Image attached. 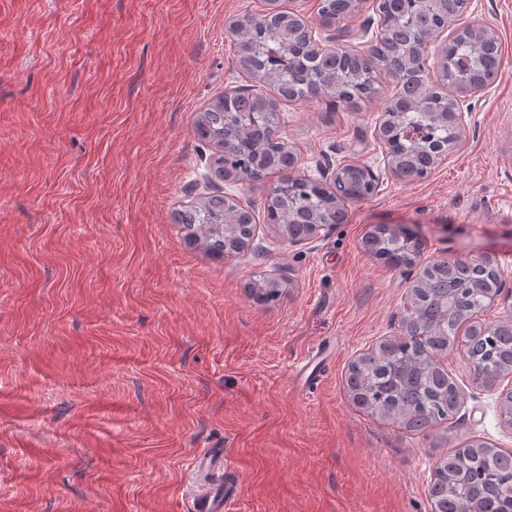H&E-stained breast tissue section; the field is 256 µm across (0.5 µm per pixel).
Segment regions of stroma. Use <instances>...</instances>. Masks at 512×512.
Returning <instances> with one entry per match:
<instances>
[{"instance_id":"35a3bbf8","label":"stroma","mask_w":512,"mask_h":512,"mask_svg":"<svg viewBox=\"0 0 512 512\" xmlns=\"http://www.w3.org/2000/svg\"><path fill=\"white\" fill-rule=\"evenodd\" d=\"M284 9L355 50L379 17L358 0L320 26L319 0ZM265 0H0V512H187L193 458L224 451V512H432L441 457L473 442L512 450L508 385L477 380L457 335L442 364L462 399L409 431L357 409L349 364L400 336L410 270L363 246L376 224L421 238L418 266L492 256L505 288L478 322L512 313V0H471L501 76L458 94L461 146L425 179L384 163L375 125L398 88L346 103L280 105L300 171L348 163L379 177L346 223L298 243L267 223L278 182L227 186L194 129L225 93L261 91L229 21ZM232 194L255 217L232 257L207 252L178 211ZM266 278L277 298L250 289ZM330 363L300 389L316 348Z\"/></svg>"}]
</instances>
